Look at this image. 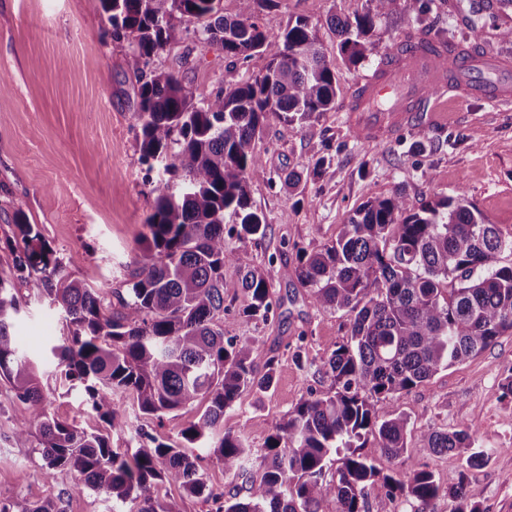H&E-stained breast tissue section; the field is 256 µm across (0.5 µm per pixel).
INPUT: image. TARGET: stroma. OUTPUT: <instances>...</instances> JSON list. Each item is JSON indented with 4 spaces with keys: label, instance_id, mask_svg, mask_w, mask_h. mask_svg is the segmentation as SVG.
Instances as JSON below:
<instances>
[{
    "label": "stroma",
    "instance_id": "1",
    "mask_svg": "<svg viewBox=\"0 0 512 512\" xmlns=\"http://www.w3.org/2000/svg\"><path fill=\"white\" fill-rule=\"evenodd\" d=\"M364 5L365 0H278L264 16L274 32L299 16L314 24L336 63L339 91L334 110L301 127L271 123L256 139L254 150L264 158L267 175L251 182L249 192L269 228L262 240L238 245L234 262L224 268V303L231 310L225 335L249 337L276 362L271 390L244 391L224 414L225 428L243 432L255 453L264 450L275 422L290 408L311 392H331L332 381L320 367L348 329L343 313L320 306L297 282V248L335 240L359 204L399 189L416 208L436 195L465 194L503 234L512 233V111L440 89L428 96L418 123L392 139L354 137L346 109L359 81L405 40L401 17L394 14L381 20L376 48L364 63L342 60L328 19L353 16ZM424 20L447 28L454 42L477 26L482 32L478 51L512 59V44L499 37L512 28V9H442ZM111 31L99 0H0V80L8 84L0 94V269L12 262L3 244L15 238L22 217L37 226L58 256L70 259L74 279L93 278L115 289L133 268L153 207L150 182L158 173L140 160L128 45L113 40ZM154 65L177 73L191 89L216 92L224 86L223 51L190 34L171 44ZM421 128L429 137L423 144L417 136ZM322 156L331 164L320 179L287 188L288 172ZM267 262L278 307L263 322L242 315L248 298L241 273ZM17 297L22 309L13 333L35 357L48 339L62 336L63 326L28 286H19ZM511 370L512 335H504L409 393L379 403L385 417L403 413L409 419L407 461L426 464L444 487L465 480L469 498L483 512H512V399L501 390ZM44 394L55 416L89 432L103 430L79 394L65 393L52 379ZM462 426L490 450L487 462L469 471L457 454L423 449L424 431ZM191 454L208 485L228 498L246 499L250 479L259 476L254 470L249 479H233L208 449ZM0 500L54 501L62 512H112L111 499L83 486L75 473L46 476L40 454L15 445L3 414Z\"/></svg>",
    "mask_w": 512,
    "mask_h": 512
}]
</instances>
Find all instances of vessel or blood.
<instances>
[{
  "label": "vessel or blood",
  "mask_w": 512,
  "mask_h": 512,
  "mask_svg": "<svg viewBox=\"0 0 512 512\" xmlns=\"http://www.w3.org/2000/svg\"><path fill=\"white\" fill-rule=\"evenodd\" d=\"M511 73V61L486 53L478 55L461 46L447 51L435 43L412 44L395 50L391 62L359 82L350 105L351 120L368 134L399 133L418 119L421 102L434 86L508 108Z\"/></svg>",
  "instance_id": "b4317fda"
}]
</instances>
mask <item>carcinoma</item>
I'll list each match as a JSON object with an SVG mask.
<instances>
[{"instance_id":"obj_1","label":"carcinoma","mask_w":512,"mask_h":512,"mask_svg":"<svg viewBox=\"0 0 512 512\" xmlns=\"http://www.w3.org/2000/svg\"><path fill=\"white\" fill-rule=\"evenodd\" d=\"M100 2L113 39L128 43L140 159L162 177L151 188L153 213L123 292L71 278L34 224L17 225L18 238L6 242L12 264L0 271V380L14 396L16 445L38 450L46 475L73 471L88 488L105 491L112 506L132 505L130 512H183L181 500L158 493L164 483L214 500L217 512H321L328 501L334 512H368L377 484L385 489L380 512H397L402 500L415 503V512H435L441 498L455 503L453 512H484L465 492L466 471L489 453L466 428L424 434L425 449L465 459L459 482L443 488L426 465L404 458L408 418H386L377 408L512 334V264L503 263L512 234L504 236L462 193L416 211L402 192L374 196L334 241L297 248L296 278L320 305L349 318L345 339L322 365L334 391L301 400L275 424L255 456L262 476L245 500L226 499L207 484L186 449L208 448L225 475L245 476L252 451L241 434L224 429V412L246 389L268 391L275 373L274 360L248 337L224 335V266L235 258L227 238L255 242L268 229L249 196L250 183L266 175L253 142L272 119L300 126L335 109L336 66L307 19L276 33L267 28L264 12L275 0H239L231 19L222 0ZM397 2L366 0L353 17L330 18L350 64L372 53L377 22ZM191 23L228 60L216 94L153 67ZM416 35L421 43L448 45L443 27H415L408 38ZM265 53L264 73L239 80L236 62ZM271 265L243 271L249 304L242 314L250 319L274 313ZM16 281L60 316L66 336L44 352L58 360L56 379L85 396L106 433H87L44 405L43 361L25 354L12 335L20 313ZM126 398L159 421L201 402L206 407L165 440L132 425ZM112 434L128 435L130 443L114 448ZM370 439L403 469L380 473L360 452ZM332 454L336 471L328 480Z\"/></svg>"}]
</instances>
